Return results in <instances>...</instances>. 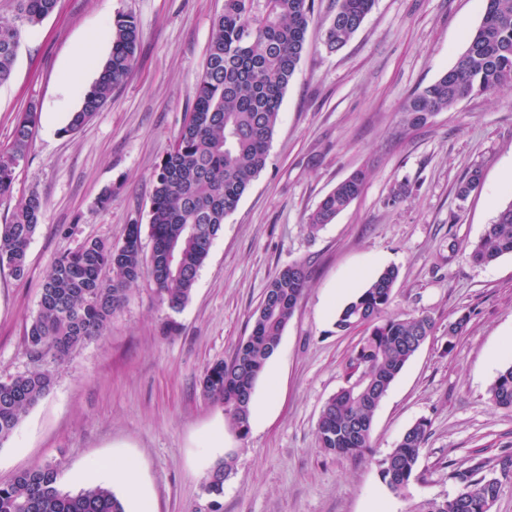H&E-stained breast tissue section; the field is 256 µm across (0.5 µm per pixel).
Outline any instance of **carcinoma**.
<instances>
[{"label":"carcinoma","mask_w":512,"mask_h":512,"mask_svg":"<svg viewBox=\"0 0 512 512\" xmlns=\"http://www.w3.org/2000/svg\"><path fill=\"white\" fill-rule=\"evenodd\" d=\"M59 0H14L15 20L0 22V81L12 71L26 27H35L57 8ZM314 0H224L213 22L206 63L197 83L192 111L169 150L156 166L149 210L153 242L149 258L141 248V225L130 224L120 245L86 242L60 256L42 288L39 309L26 330L31 357L63 360L85 341L104 334L125 303L130 286L144 274L154 281L162 303L173 311L190 300L198 271L244 192L265 169L286 88L295 73L313 21ZM479 27L469 36L452 67L435 81L417 87L403 106L408 125L427 122L424 113L455 107L474 93L512 89V0H484ZM375 0H335L334 17L325 23L323 44L341 49L360 28ZM140 30L129 15L113 24L112 51L99 77L85 91L63 133L74 134L99 112L133 70ZM38 113L29 108L18 120L10 147L0 151V194L10 191L16 168L27 155ZM367 170L360 168L336 184L309 215L318 229L332 223L361 194ZM481 183L472 170L458 187L464 200ZM43 202L30 195L0 224V268L25 274L27 252L42 214ZM512 255V202L504 206L472 245L471 258L489 264ZM398 269L375 274L337 313L343 332L365 330L346 365V385L324 404L316 425L318 448L336 456L363 457L371 448L373 416L406 363L431 335L430 317H400L389 312ZM308 280L306 265L292 264L269 283L250 334L228 361L202 373L205 397L224 406L236 434L249 431L256 382L279 346L282 334ZM48 369L0 380V444L14 433L30 408L53 387ZM488 400L512 411V364L488 389ZM430 422L418 420L381 461V477L394 492H407L429 435ZM59 465L46 463L0 484V512H126L123 501L102 483L76 492L58 485ZM233 457L215 459L204 491L210 512H221L224 481ZM479 468L458 474L466 482L455 496L421 502L414 512H488L500 487L476 477Z\"/></svg>","instance_id":"carcinoma-1"}]
</instances>
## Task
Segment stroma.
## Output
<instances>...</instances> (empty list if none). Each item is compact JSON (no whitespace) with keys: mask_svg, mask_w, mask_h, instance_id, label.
Returning a JSON list of instances; mask_svg holds the SVG:
<instances>
[{"mask_svg":"<svg viewBox=\"0 0 512 512\" xmlns=\"http://www.w3.org/2000/svg\"><path fill=\"white\" fill-rule=\"evenodd\" d=\"M223 8L224 0H60L24 33L0 83V149L22 113L38 112L27 158L0 195V224L29 195L44 202L25 275L0 271V378L54 375L0 445V483L57 462L62 488L97 481L120 496L101 466L126 462L147 495L127 512H209L207 471L231 451L222 512H412L453 497L455 472L500 473L512 459V411L494 408L487 390L512 358V256L478 264L470 246L512 202V91L463 99L414 129L402 112L408 95L465 49L483 0H376L336 52L323 45L332 0H315L267 165L226 217L186 306L168 310L145 276L104 336L59 364L30 356L25 328L54 261L92 239L122 243L128 225L148 224L152 175L191 110ZM120 14L139 25L137 65L83 129L64 134L111 52ZM88 42L97 51L76 84L69 63ZM359 168L369 171L360 196L312 229L307 219L322 197ZM475 169L481 185L460 199ZM296 262L307 267V287L256 383L252 404L262 416L240 439L198 379L248 336L268 284ZM389 266L399 269L391 314L426 315L434 328L376 410L370 452L329 455L316 424L361 339L338 331L336 315ZM463 315V335L449 337ZM423 418L428 439L400 495L380 463Z\"/></svg>","mask_w":512,"mask_h":512,"instance_id":"stroma-1","label":"stroma"}]
</instances>
